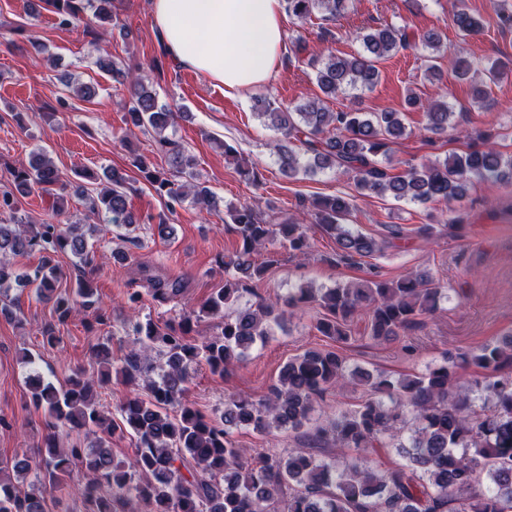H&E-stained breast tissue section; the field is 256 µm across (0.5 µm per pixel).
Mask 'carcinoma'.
I'll use <instances>...</instances> for the list:
<instances>
[{
	"label": "carcinoma",
	"mask_w": 512,
	"mask_h": 512,
	"mask_svg": "<svg viewBox=\"0 0 512 512\" xmlns=\"http://www.w3.org/2000/svg\"><path fill=\"white\" fill-rule=\"evenodd\" d=\"M43 6L53 9L62 27L81 22L88 12L110 24L118 10L117 0H40L38 7ZM353 7V0H286V10L300 21L316 13L334 21ZM452 17L464 38L482 29L465 0H454ZM444 40L446 35L434 30L419 36L421 45L431 50L425 69L430 82L441 80L436 53ZM360 41L362 51L356 54H330L318 60L316 82L322 96L292 108L267 98L257 101L258 117L285 139L299 143L297 151L278 145L284 176L335 170L353 175L362 192L420 204L458 200L474 178H512V156L494 145L451 153L400 174L391 172L382 157L406 134L405 109L423 110L426 129L434 135L447 133L454 112L440 100L425 104L413 92L407 94L402 110L330 111L325 99L373 88L380 77L379 61L409 47L411 35L406 28L387 23L360 35ZM99 64L129 83L126 127L152 128L157 151L167 160V167L159 168L150 156L135 153L131 166L143 174L168 210L189 196L209 211L217 209L216 194L195 181L194 156L163 135L176 113L158 104L141 77L123 73L110 59L101 58ZM500 71L498 65L482 71L474 60H459L454 68L459 79L472 83L477 103L486 100L488 83L498 80ZM10 175V184L0 189V310L10 311L4 299L11 284L25 279L35 285L41 300L52 304L59 322L79 310L90 313L98 324L104 322L92 276L95 255L88 249L83 225L47 223L24 230L16 216L17 196L35 187L52 196L53 211H64L68 185L59 182L55 165L43 153L12 168ZM107 179L106 187L86 198L90 212L108 224L135 231L136 220L127 208L132 183L116 170ZM350 209V199L342 195L319 196L310 204L313 223L336 239L338 264H351L357 256L381 250L374 239L344 223ZM268 218V213L250 204L226 208L224 223L237 235L240 247L224 261V286L198 310L177 320L162 325L149 319L128 321L139 348L126 356L123 372L132 385L145 382L149 398L128 397L119 407L121 422L103 413L95 391V386L111 379L112 349L107 342L91 349L99 366L95 378L78 370L59 388L38 375L31 378L32 403L45 411V448L36 462L27 457L0 459V512H44L41 496L18 494L6 475L42 467L55 489L63 487V477L75 464L88 477L84 494L96 512H125L133 499L144 504V512H271L277 503L283 504V512H512V333L462 353L457 362L445 361L424 373L397 378L384 372L350 373L337 352L307 349L288 359L263 399L232 396L224 403V414L212 418L183 401L191 365L203 363L221 376L229 373L249 348L281 325L288 312L317 310L315 329L344 343L350 337L352 318L364 310L369 336L382 342L414 327L444 295L445 289L432 277L416 272L325 290L300 287L282 298L260 297L255 305L240 309L236 307L240 296L276 262L278 250L299 257L310 248L306 228L298 219L283 217L273 224ZM263 249L269 257L259 264L255 254ZM67 250L77 253L89 269L69 292L59 289L66 273L56 260ZM25 252H38L41 260L33 270L18 274L7 257ZM148 283L152 295L162 300L184 288L178 280L151 277ZM214 317L222 319L220 332L201 341L189 339L193 322ZM460 365L483 371L474 383L484 395L479 408L456 386ZM350 379L365 387L369 398L355 410H339L324 418L308 437L361 452L394 440V432L409 424L413 427L409 444H395L404 458L398 468L382 473L358 457L340 465L334 457L309 451L267 454L255 464L248 449L231 435V428L241 426L259 434L287 427L298 430L325 390ZM176 403L179 411L169 414L168 406ZM61 425L77 434H96L95 446L74 442L60 447ZM124 430L135 438L127 462L115 460L111 451L112 436ZM482 473L486 484L480 480Z\"/></svg>",
	"instance_id": "cac0c4a2"
}]
</instances>
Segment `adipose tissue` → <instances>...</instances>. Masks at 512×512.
<instances>
[{
	"label": "adipose tissue",
	"mask_w": 512,
	"mask_h": 512,
	"mask_svg": "<svg viewBox=\"0 0 512 512\" xmlns=\"http://www.w3.org/2000/svg\"><path fill=\"white\" fill-rule=\"evenodd\" d=\"M168 55L241 96L275 76L285 0H151Z\"/></svg>",
	"instance_id": "1"
}]
</instances>
